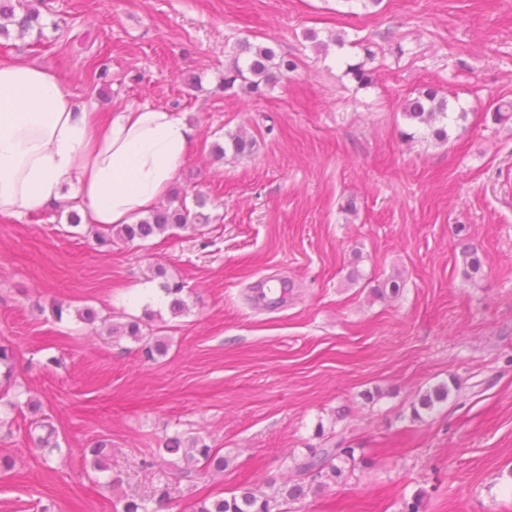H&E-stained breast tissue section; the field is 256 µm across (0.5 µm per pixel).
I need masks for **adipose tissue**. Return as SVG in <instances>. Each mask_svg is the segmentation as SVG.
Segmentation results:
<instances>
[{"label": "adipose tissue", "mask_w": 512, "mask_h": 512, "mask_svg": "<svg viewBox=\"0 0 512 512\" xmlns=\"http://www.w3.org/2000/svg\"><path fill=\"white\" fill-rule=\"evenodd\" d=\"M194 135L183 114L150 106L101 122L54 73L0 62V213L39 211L70 186L84 222L134 223L168 194Z\"/></svg>", "instance_id": "ef3b65f1"}]
</instances>
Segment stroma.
I'll use <instances>...</instances> for the list:
<instances>
[{
  "label": "stroma",
  "mask_w": 512,
  "mask_h": 512,
  "mask_svg": "<svg viewBox=\"0 0 512 512\" xmlns=\"http://www.w3.org/2000/svg\"><path fill=\"white\" fill-rule=\"evenodd\" d=\"M42 38H0V61L56 73L101 120L127 107L183 113L196 135L174 189L207 198L203 232L99 247L71 227L73 191L0 215V343L32 407L0 431V512H113L123 494L206 496L296 481L308 449L341 439L361 462L293 512H512V0H45ZM316 40L341 34L344 50ZM298 62L264 97L225 89L242 42ZM365 62L359 86L346 63ZM107 67L109 87L94 68ZM426 85L467 116L444 144L405 141L401 107ZM244 130L251 156L210 146ZM355 212H348L347 202ZM465 234H458V227ZM477 250L468 277L461 251ZM182 283L186 314L160 301ZM400 275L398 297L374 290ZM62 316H55V306ZM124 323L151 311L166 355L145 360L78 309ZM441 383L459 393L414 418ZM57 430L36 448L32 421ZM223 454L185 474L156 448L174 434ZM112 443L109 473L84 459Z\"/></svg>",
  "instance_id": "35a3bbf8"
}]
</instances>
